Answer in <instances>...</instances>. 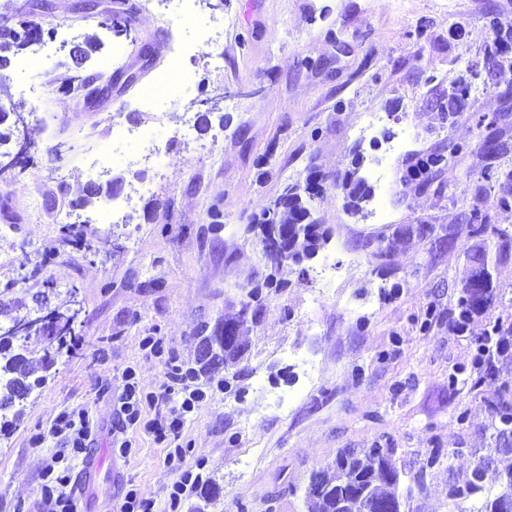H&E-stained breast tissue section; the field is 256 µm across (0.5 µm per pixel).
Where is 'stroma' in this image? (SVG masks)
Segmentation results:
<instances>
[{"mask_svg": "<svg viewBox=\"0 0 512 512\" xmlns=\"http://www.w3.org/2000/svg\"><path fill=\"white\" fill-rule=\"evenodd\" d=\"M10 3L42 39L91 34L97 49L81 60L66 50L25 71L12 52L0 69L4 117L24 119L0 156L26 150L19 168L0 173V291L28 319L41 316L42 295L76 297L82 341L33 389L20 422L0 431V512H50L42 467L63 445L31 437L78 405L99 424L86 458L70 463L79 512H117L132 488L165 504L175 478L167 448L141 428L126 433L130 453L112 445L122 374L134 368L144 392L158 391L170 360L192 366L197 328L236 313L244 288L266 280L241 362L194 381L206 397L184 424L188 458L205 461V480L222 492L207 504L192 491L182 512H307L311 474L343 448L389 449L402 512H475V503L449 499L448 485L464 482L474 449L492 444L496 388L472 382L480 340L495 320H512V247L473 237L465 217L480 207L512 228V209L496 205L500 186L482 177L485 145H512V84L488 79L453 123L442 106L463 63L493 46L489 17L512 29V0H193L186 26L166 0ZM457 21L458 40L448 34ZM189 40L195 79L180 101L140 107L154 74ZM116 45L125 57L113 81L97 63ZM217 54L220 70L210 65ZM28 84L45 90L40 109L22 91ZM116 112L152 128L161 155L133 167L126 156L141 151L138 141L111 151ZM484 115L493 124L477 127ZM398 139L402 149L387 153ZM452 143L467 152L431 184L406 183L410 154ZM93 155L104 161L103 181L122 178L130 198L109 224L101 198L81 203ZM357 158L372 189L359 213L340 186ZM314 183L307 205L331 236L304 265L275 264L256 225L287 187ZM67 208L76 214L68 231L59 221ZM422 224L451 226L453 236H423ZM381 232L393 238L383 267L370 257ZM478 248L494 300L461 331L460 281ZM323 265L336 286L318 301L313 275ZM146 336L161 339V355L141 349ZM98 459V476L85 480Z\"/></svg>", "mask_w": 512, "mask_h": 512, "instance_id": "35a3bbf8", "label": "stroma"}]
</instances>
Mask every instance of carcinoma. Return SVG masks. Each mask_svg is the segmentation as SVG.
<instances>
[{
  "instance_id": "1",
  "label": "carcinoma",
  "mask_w": 512,
  "mask_h": 512,
  "mask_svg": "<svg viewBox=\"0 0 512 512\" xmlns=\"http://www.w3.org/2000/svg\"><path fill=\"white\" fill-rule=\"evenodd\" d=\"M25 46L27 43L20 38L19 32L0 30V63L7 62L1 52L8 50L17 52ZM476 77L477 72L472 63L466 65L458 75L452 92L448 94V106L444 107V111L448 112V118L462 116ZM465 151V146L455 145L447 156L439 152L414 154L409 158L407 178L410 181L426 182L435 169L448 165L450 159ZM483 178L489 182H498L512 190V169L505 170L491 162L484 167ZM341 187L344 189L347 205L357 212L362 210L361 202H366L372 197V188L366 184L365 179L357 176L355 170L345 174ZM306 211L307 207L299 188L289 187L267 209L263 223L291 227L297 223L298 215ZM490 221V214L480 208L473 209L467 218L471 234L475 237H481L487 233ZM475 262L476 265L471 267L462 280L456 320L460 328L465 327L473 314L490 307L494 298L492 275L486 272L485 259L477 258ZM53 313L56 314L57 320L38 333V336L47 342V347L44 348V361L48 368L55 364L59 350L73 348L76 340L73 322L66 313V305H59ZM233 321L232 317L226 318L211 328L206 325L200 328L197 334L196 365L198 368H189L192 374L212 372L216 369V365L236 361L244 355L245 345L242 341L239 340L234 344L224 343V328ZM509 334H512V326L506 328L500 321L491 328L486 338V345L480 349L478 365L481 366V371L473 384L475 388L486 383L499 384L498 398L491 404L495 439L504 433L506 424H512V381L499 378L497 367V363L501 361L508 359L512 361V353L509 349L502 347L499 342L493 341V337ZM27 353V345L20 344L16 347V351L5 358V363H0V373L7 375V378L0 379V409L11 410V416L0 423L7 426L16 419L19 413L17 407L23 405L33 388L32 383L29 382ZM493 452L494 455L488 457V460L495 463L499 471L500 491L493 494L483 484V467L479 462L465 482L449 485L448 497L477 498L481 500L478 512H504V502L512 500V448H504L498 443ZM344 455L347 456L344 463L348 465L349 472L361 475L366 483L371 485L370 496L365 498L351 496L347 499L345 507H337L338 495L343 492V487L337 485V481L347 477V474L338 473L331 468L322 473L324 488L312 487L306 492L308 512H379L380 502L402 497L400 488L388 482L390 473L396 471L389 452L379 448H362L348 450Z\"/></svg>"
}]
</instances>
